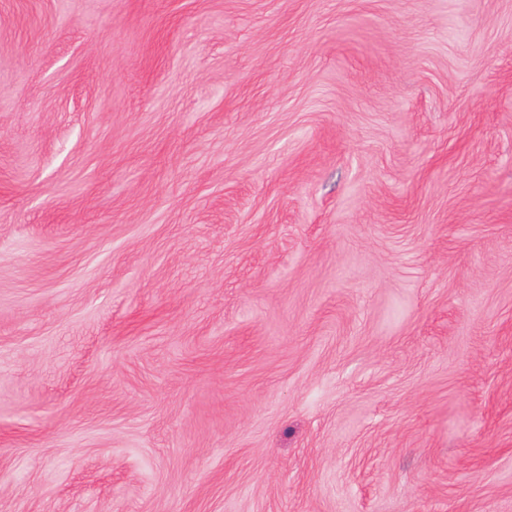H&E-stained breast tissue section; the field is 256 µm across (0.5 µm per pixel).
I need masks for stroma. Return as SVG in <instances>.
<instances>
[{"label": "stroma", "instance_id": "35a3bbf8", "mask_svg": "<svg viewBox=\"0 0 512 512\" xmlns=\"http://www.w3.org/2000/svg\"><path fill=\"white\" fill-rule=\"evenodd\" d=\"M0 512H512V0H0Z\"/></svg>", "mask_w": 512, "mask_h": 512}]
</instances>
